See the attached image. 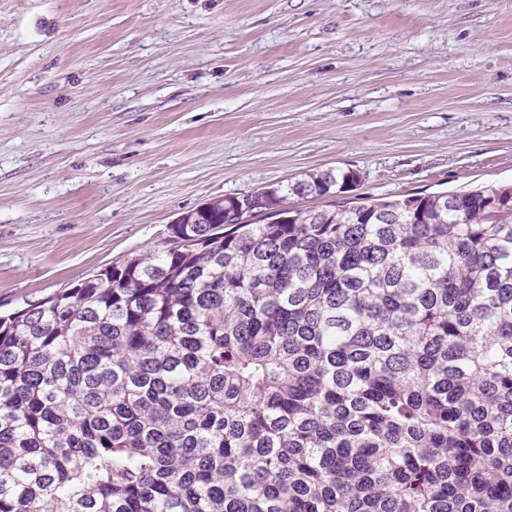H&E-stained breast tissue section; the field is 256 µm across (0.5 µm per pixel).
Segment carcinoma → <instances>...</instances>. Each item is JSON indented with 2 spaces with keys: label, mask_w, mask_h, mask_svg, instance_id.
<instances>
[{
  "label": "carcinoma",
  "mask_w": 512,
  "mask_h": 512,
  "mask_svg": "<svg viewBox=\"0 0 512 512\" xmlns=\"http://www.w3.org/2000/svg\"><path fill=\"white\" fill-rule=\"evenodd\" d=\"M357 181L209 202L0 318V512H512V185Z\"/></svg>",
  "instance_id": "cac0c4a2"
}]
</instances>
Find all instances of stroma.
Listing matches in <instances>:
<instances>
[{
  "label": "stroma",
  "instance_id": "stroma-1",
  "mask_svg": "<svg viewBox=\"0 0 512 512\" xmlns=\"http://www.w3.org/2000/svg\"><path fill=\"white\" fill-rule=\"evenodd\" d=\"M331 168L512 182V0H0V315Z\"/></svg>",
  "mask_w": 512,
  "mask_h": 512
}]
</instances>
